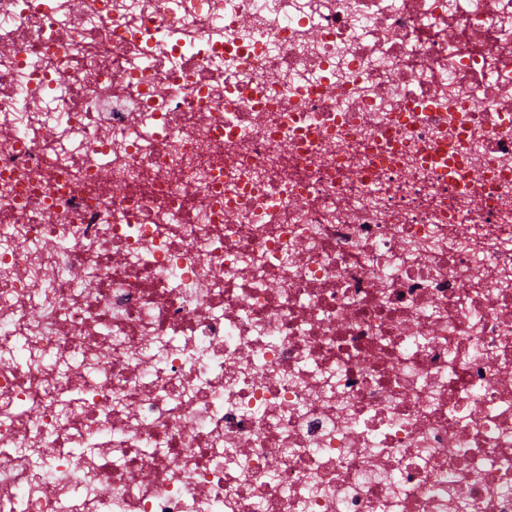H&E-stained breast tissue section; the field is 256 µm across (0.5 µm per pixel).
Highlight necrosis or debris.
Instances as JSON below:
<instances>
[{
	"label": "necrosis or debris",
	"instance_id": "1",
	"mask_svg": "<svg viewBox=\"0 0 512 512\" xmlns=\"http://www.w3.org/2000/svg\"><path fill=\"white\" fill-rule=\"evenodd\" d=\"M0 512H512V0H0Z\"/></svg>",
	"mask_w": 512,
	"mask_h": 512
}]
</instances>
